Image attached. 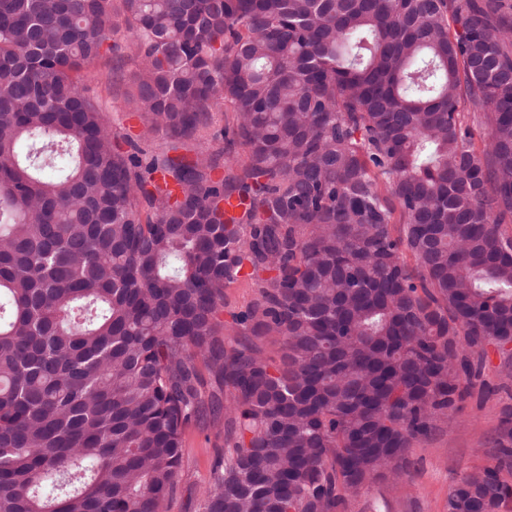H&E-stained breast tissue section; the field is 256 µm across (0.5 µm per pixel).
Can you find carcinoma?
<instances>
[{
	"label": "carcinoma",
	"instance_id": "obj_1",
	"mask_svg": "<svg viewBox=\"0 0 512 512\" xmlns=\"http://www.w3.org/2000/svg\"><path fill=\"white\" fill-rule=\"evenodd\" d=\"M106 52L136 66V138L81 84ZM215 112L243 151L221 178ZM490 346L512 352V0H0V512H164L184 428L220 417L203 512H348ZM511 499L489 468L447 509ZM256 288L250 281H244L233 285L231 288L224 289V312L221 314V320L230 322L231 312H238L245 309L249 302L254 298Z\"/></svg>",
	"mask_w": 512,
	"mask_h": 512
}]
</instances>
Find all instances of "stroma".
<instances>
[{
	"label": "stroma",
	"instance_id": "1",
	"mask_svg": "<svg viewBox=\"0 0 512 512\" xmlns=\"http://www.w3.org/2000/svg\"><path fill=\"white\" fill-rule=\"evenodd\" d=\"M109 67L98 61L82 83L97 95L112 129L139 134L141 121L122 92L110 89ZM482 388L463 402L451 421H436L428 436L414 440L409 468L396 484L376 483L349 499V512H446L451 487L465 474L495 467L496 440L512 413V355L490 353ZM224 453V426L208 419L184 431L183 468L168 512H202L204 491L215 460Z\"/></svg>",
	"mask_w": 512,
	"mask_h": 512
}]
</instances>
